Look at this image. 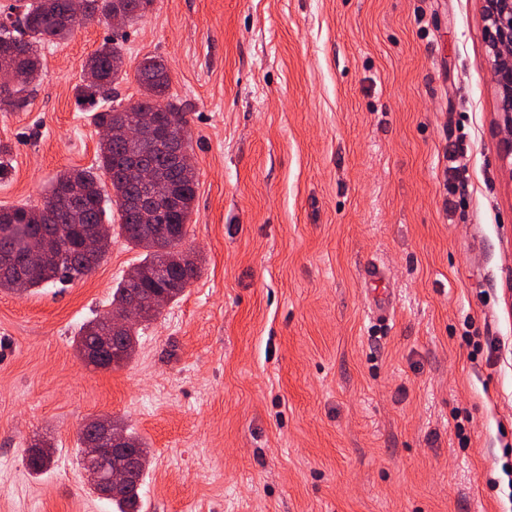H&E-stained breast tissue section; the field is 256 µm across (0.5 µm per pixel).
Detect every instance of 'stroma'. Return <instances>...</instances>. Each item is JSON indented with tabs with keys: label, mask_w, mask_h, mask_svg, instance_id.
<instances>
[{
	"label": "stroma",
	"mask_w": 512,
	"mask_h": 512,
	"mask_svg": "<svg viewBox=\"0 0 512 512\" xmlns=\"http://www.w3.org/2000/svg\"><path fill=\"white\" fill-rule=\"evenodd\" d=\"M485 25L481 0H154L40 46L29 104L0 96V207L95 165L74 87L117 40L118 100L154 55L186 114L200 274L109 370L73 339L141 259L123 237L78 281L0 291V512H113L77 451L105 416L150 448V512H512V161ZM468 321L499 350L473 353ZM362 276L371 290L368 303L370 319H386L390 315L391 303L387 288L382 287L385 280L383 269L376 262H371L363 268Z\"/></svg>",
	"instance_id": "35a3bbf8"
}]
</instances>
